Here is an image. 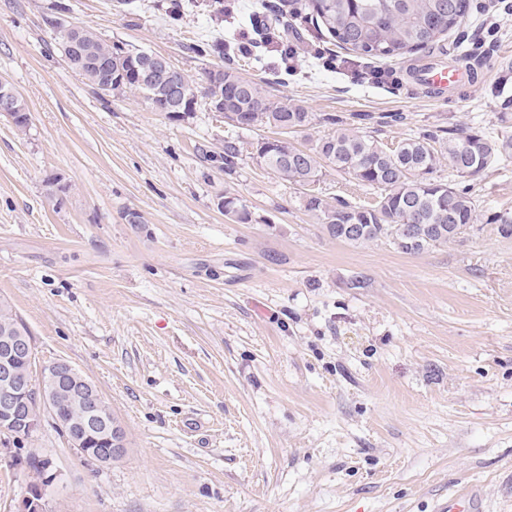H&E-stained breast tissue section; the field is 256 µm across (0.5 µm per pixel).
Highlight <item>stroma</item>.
<instances>
[{
    "label": "stroma",
    "mask_w": 512,
    "mask_h": 512,
    "mask_svg": "<svg viewBox=\"0 0 512 512\" xmlns=\"http://www.w3.org/2000/svg\"><path fill=\"white\" fill-rule=\"evenodd\" d=\"M263 3L297 51L292 68L273 43L235 54L253 0L221 20L210 0H0V81L31 113L23 135L0 118V299L38 365L64 360L94 382L126 448L107 465L86 460L45 417L24 451L60 474L47 510L435 512L470 493L483 512H512V238L488 222L512 213V153L475 176L438 165L476 203L460 239L422 254L352 246L249 155L225 174L222 114L103 94L55 40L57 27L85 25L195 81L221 63L317 117L290 135L239 131L247 147L310 145L336 116L388 147L448 128L507 139L512 0H471L442 49L378 64ZM217 40L223 57L193 50ZM456 61L480 76L466 91L436 100L410 82ZM377 65L386 82L370 79ZM53 176L69 187L60 206ZM316 190L378 199L328 167ZM227 197L251 223L225 216ZM32 479L0 462V512H16Z\"/></svg>",
    "instance_id": "stroma-1"
}]
</instances>
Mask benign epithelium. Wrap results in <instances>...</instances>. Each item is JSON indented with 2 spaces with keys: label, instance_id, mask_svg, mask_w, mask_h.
Segmentation results:
<instances>
[{
  "label": "benign epithelium",
  "instance_id": "benign-epithelium-1",
  "mask_svg": "<svg viewBox=\"0 0 512 512\" xmlns=\"http://www.w3.org/2000/svg\"><path fill=\"white\" fill-rule=\"evenodd\" d=\"M63 35L69 53L83 55L79 30L70 26L64 29ZM137 77L141 81L162 82L171 98L185 105L184 111L193 110L196 92L189 91L181 73L165 61H155L153 67L143 69ZM0 116L12 122L21 118L16 112V93L3 82L0 83ZM33 402L60 423L71 445L83 457L110 464L124 454L122 433L104 413L95 385L63 360L37 367L30 336L20 324L14 323L0 330V432L28 436L36 433L42 416L30 413ZM70 406L81 409L80 418L61 416L62 408ZM27 463L39 467L41 479L28 488L19 512H45L59 473L48 457L31 454Z\"/></svg>",
  "mask_w": 512,
  "mask_h": 512
}]
</instances>
